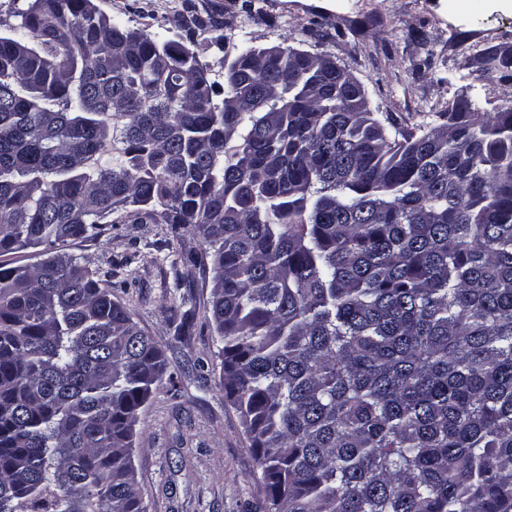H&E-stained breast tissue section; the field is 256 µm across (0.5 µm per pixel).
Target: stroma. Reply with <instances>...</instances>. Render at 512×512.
I'll use <instances>...</instances> for the list:
<instances>
[{"mask_svg": "<svg viewBox=\"0 0 512 512\" xmlns=\"http://www.w3.org/2000/svg\"><path fill=\"white\" fill-rule=\"evenodd\" d=\"M183 0H94L124 28L179 40L173 24ZM219 33L194 49L224 79L223 59L241 47L289 46L330 58L364 88L379 119L401 127L436 124L450 102L484 112L512 101V77L482 78L479 55L512 54V0H215ZM324 26L314 31L313 18ZM97 236L67 243L101 276L112 277L125 304L166 359L162 385L139 414L133 452L148 512H261L264 490L238 413L224 400L221 344L204 309L213 272L198 239L166 224H131L124 213ZM198 312L188 327L173 303Z\"/></svg>", "mask_w": 512, "mask_h": 512, "instance_id": "1", "label": "stroma"}]
</instances>
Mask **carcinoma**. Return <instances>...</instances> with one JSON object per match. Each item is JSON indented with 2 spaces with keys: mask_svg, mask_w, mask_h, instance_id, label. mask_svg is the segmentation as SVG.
<instances>
[{
  "mask_svg": "<svg viewBox=\"0 0 512 512\" xmlns=\"http://www.w3.org/2000/svg\"><path fill=\"white\" fill-rule=\"evenodd\" d=\"M92 0L0 30V512H147L139 413L165 357L52 250L134 224L211 258L224 399L264 512H512V102L420 134L346 69L247 47L224 88Z\"/></svg>",
  "mask_w": 512,
  "mask_h": 512,
  "instance_id": "carcinoma-1",
  "label": "carcinoma"
}]
</instances>
